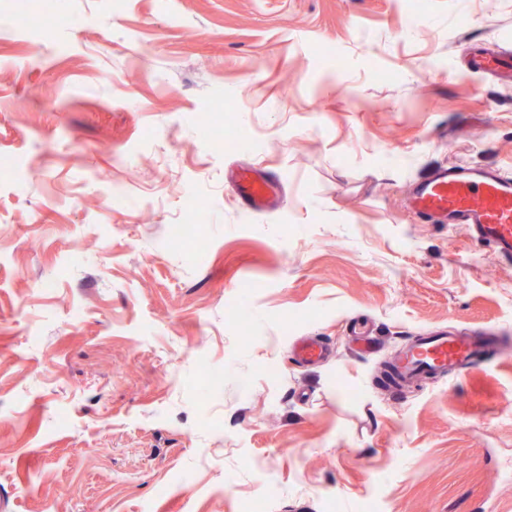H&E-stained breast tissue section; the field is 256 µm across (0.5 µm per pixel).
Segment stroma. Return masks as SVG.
Segmentation results:
<instances>
[{
	"instance_id": "stroma-1",
	"label": "stroma",
	"mask_w": 512,
	"mask_h": 512,
	"mask_svg": "<svg viewBox=\"0 0 512 512\" xmlns=\"http://www.w3.org/2000/svg\"><path fill=\"white\" fill-rule=\"evenodd\" d=\"M472 47L512 50V0H0V512H512V265L407 209L512 171ZM484 326L492 363L377 385ZM242 208L251 213L263 212L269 205L272 182L253 169H242L233 176ZM326 354L327 347L316 339L311 338L302 342L295 356L301 364L306 365L318 363Z\"/></svg>"
}]
</instances>
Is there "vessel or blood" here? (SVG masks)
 Returning <instances> with one entry per match:
<instances>
[{
	"label": "vessel or blood",
	"mask_w": 512,
	"mask_h": 512,
	"mask_svg": "<svg viewBox=\"0 0 512 512\" xmlns=\"http://www.w3.org/2000/svg\"><path fill=\"white\" fill-rule=\"evenodd\" d=\"M468 68L512 82V56L473 54ZM244 210L264 211L272 183L255 170L242 169L233 176ZM409 198L420 218L434 224L464 225L472 244L490 249L512 262V173L498 168L442 165L414 183ZM492 333L448 332L437 328L399 350L391 363L404 383L430 381L465 372L485 364L499 351Z\"/></svg>",
	"instance_id": "vessel-or-blood-1"
}]
</instances>
